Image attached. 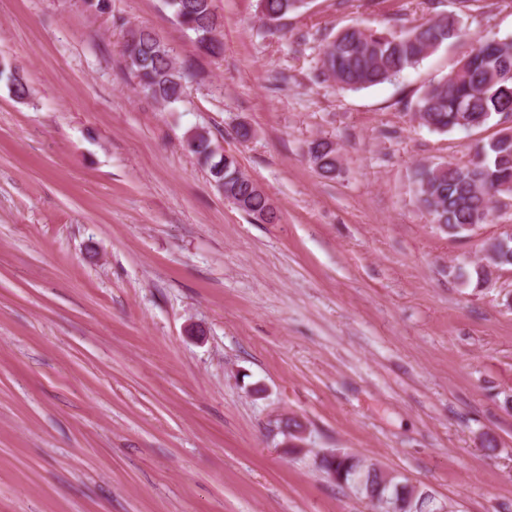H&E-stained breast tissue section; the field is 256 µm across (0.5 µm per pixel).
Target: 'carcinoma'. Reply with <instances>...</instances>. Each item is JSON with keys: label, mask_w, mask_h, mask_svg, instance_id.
<instances>
[{"label": "carcinoma", "mask_w": 512, "mask_h": 512, "mask_svg": "<svg viewBox=\"0 0 512 512\" xmlns=\"http://www.w3.org/2000/svg\"><path fill=\"white\" fill-rule=\"evenodd\" d=\"M471 0H455L457 10L439 13L406 30L347 26L325 39L319 51V76L341 90L357 91L390 81L413 69L450 40L468 47L447 75L425 84L412 104L415 116L432 131H472L487 125L494 116L512 117V39H485L468 32L463 16ZM175 21L195 35L199 51L211 57L224 52L222 19L215 0H162ZM306 0H259L262 22H280L297 12ZM122 56L137 80V90L169 106L182 101L191 74L178 66L171 48L147 27H130L123 35ZM0 83L17 100L30 97L22 73L5 63ZM209 132L196 129L184 140V148L207 169L214 187L242 201L239 210L256 221L268 209L270 198L249 187L247 175L235 157L228 159L212 149ZM308 157L323 177L341 171L340 154L333 142L319 138L308 144ZM418 207L429 222L454 238L469 236L478 226L495 220L494 203L512 198V129H500L476 147L469 164L446 161L418 164L411 174ZM486 262L450 267L463 282L475 281L486 288L492 270L512 267V241L483 242ZM319 467L336 483L344 485L371 509L384 498L400 497L405 512H435L440 508L426 490L408 478L394 475L358 456L342 452L322 458Z\"/></svg>", "instance_id": "carcinoma-1"}]
</instances>
